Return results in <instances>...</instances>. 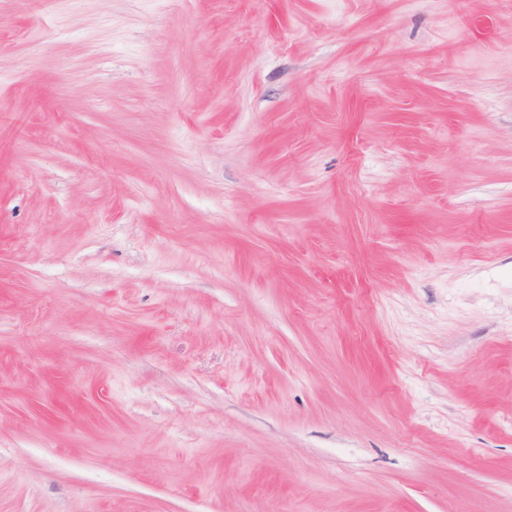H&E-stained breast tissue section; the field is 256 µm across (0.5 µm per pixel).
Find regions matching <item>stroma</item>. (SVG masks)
Here are the masks:
<instances>
[{"instance_id":"stroma-1","label":"stroma","mask_w":512,"mask_h":512,"mask_svg":"<svg viewBox=\"0 0 512 512\" xmlns=\"http://www.w3.org/2000/svg\"><path fill=\"white\" fill-rule=\"evenodd\" d=\"M0 512H512V0H0Z\"/></svg>"}]
</instances>
